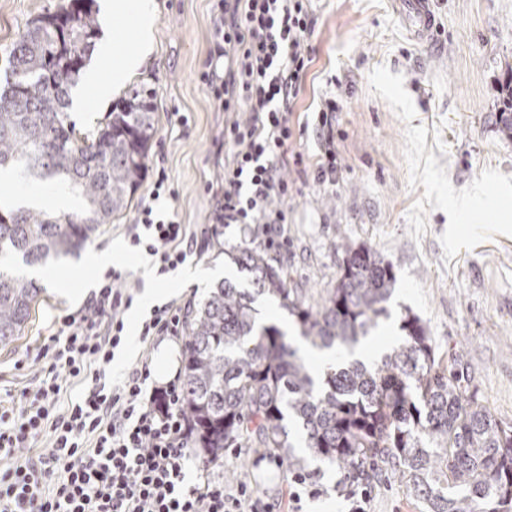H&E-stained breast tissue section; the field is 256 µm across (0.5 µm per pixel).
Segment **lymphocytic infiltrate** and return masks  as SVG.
<instances>
[{"instance_id":"lymphocytic-infiltrate-1","label":"lymphocytic infiltrate","mask_w":512,"mask_h":512,"mask_svg":"<svg viewBox=\"0 0 512 512\" xmlns=\"http://www.w3.org/2000/svg\"><path fill=\"white\" fill-rule=\"evenodd\" d=\"M314 0H217L213 12L214 58L202 75L227 113L228 161L216 224L242 230L262 226L268 247L286 246L288 201L297 183L287 165L312 172L320 187L338 182L337 106L324 98L314 119L319 143L314 167L297 151L305 127L294 119L313 61L310 37ZM168 175L158 169L149 200L126 231L132 250L152 259L165 277L204 249L208 229L191 234L156 207ZM121 272L108 271L84 307L60 318L39 352L41 367L17 400L0 403V512H303L304 498L320 496L313 475L294 476L277 503L257 497L247 484L224 486L212 461L201 463L202 483L188 485L192 433L183 413L181 379L150 386V358L142 356L121 377L112 362L127 343L123 314L137 297L121 287ZM182 307L153 306L139 324V339L153 345L179 337ZM83 385L61 401V378ZM46 450H38L40 442Z\"/></svg>"}]
</instances>
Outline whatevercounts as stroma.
I'll use <instances>...</instances> for the list:
<instances>
[{"label":"stroma","instance_id":"1","mask_svg":"<svg viewBox=\"0 0 512 512\" xmlns=\"http://www.w3.org/2000/svg\"><path fill=\"white\" fill-rule=\"evenodd\" d=\"M59 3L0 0V77L30 21ZM154 3L153 51L128 83L155 92L147 169H165L171 189L158 205L196 230L209 221L210 187L224 170L226 114L200 79L210 68L213 0ZM429 5L436 28L420 39L397 0H316L314 62L295 112L335 98L339 182L327 190L303 185L289 200L288 282L320 300L340 275L339 243L371 245L394 266L395 304L420 317L439 357L453 358L467 394L512 425V140L497 123L501 86L512 76V0ZM181 115L186 125H178ZM151 189L144 179L128 209L79 255L26 268L41 293L21 335L0 346V396L30 385L39 346L61 316L79 309L71 291L89 287L91 253L126 250L115 268L153 287L142 254L124 240ZM247 240L233 224L201 257H189L172 275L178 302L200 303L215 268L234 276L224 252ZM308 470L323 494L305 502L306 512H346L344 471L319 461ZM222 471L225 485L250 482L267 501L292 477L285 462L244 447L225 449ZM367 488V512H422L393 467L377 471Z\"/></svg>","mask_w":512,"mask_h":512}]
</instances>
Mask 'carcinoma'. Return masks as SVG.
Listing matches in <instances>:
<instances>
[{
  "label": "carcinoma",
  "instance_id": "obj_1",
  "mask_svg": "<svg viewBox=\"0 0 512 512\" xmlns=\"http://www.w3.org/2000/svg\"><path fill=\"white\" fill-rule=\"evenodd\" d=\"M94 0H63L34 18L9 53L0 88V171L22 168L78 196L73 212L0 213V345L31 317L41 288L9 263L45 264L81 251L120 216L141 186L156 133L152 89L140 85L112 106L91 136L68 121L69 91L99 35ZM500 132L512 140V77L502 86ZM336 286L312 304L288 287L284 265L259 246L232 255L246 288L228 278L185 316V401L196 444L209 459L224 449L261 448L301 469L327 461L354 478L393 463L426 512H512V426L465 394L436 359L421 319L393 310V264L375 248L340 244ZM260 296L295 317L313 348L353 349L397 319L402 341L370 365L354 361L316 379L273 322ZM304 432L294 453L289 425Z\"/></svg>",
  "mask_w": 512,
  "mask_h": 512
}]
</instances>
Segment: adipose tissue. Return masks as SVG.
Here are the masks:
<instances>
[{
	"label": "adipose tissue",
	"instance_id": "ef3b65f1",
	"mask_svg": "<svg viewBox=\"0 0 512 512\" xmlns=\"http://www.w3.org/2000/svg\"><path fill=\"white\" fill-rule=\"evenodd\" d=\"M103 11L111 15L112 40L133 42L135 51L113 60L111 50H104L100 63L85 76L86 91L74 100L76 111L104 102L118 92L126 80L144 63L152 50L156 15L153 0H103Z\"/></svg>",
	"mask_w": 512,
	"mask_h": 512
}]
</instances>
